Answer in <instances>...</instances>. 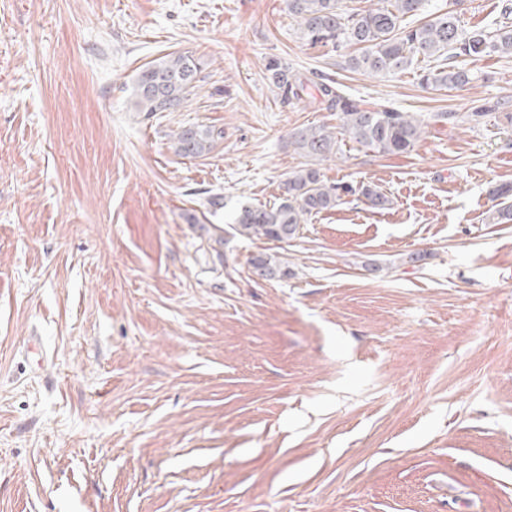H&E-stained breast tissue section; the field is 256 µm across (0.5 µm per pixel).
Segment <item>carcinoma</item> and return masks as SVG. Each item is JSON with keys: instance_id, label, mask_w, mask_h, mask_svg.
<instances>
[{"instance_id": "1", "label": "carcinoma", "mask_w": 512, "mask_h": 512, "mask_svg": "<svg viewBox=\"0 0 512 512\" xmlns=\"http://www.w3.org/2000/svg\"><path fill=\"white\" fill-rule=\"evenodd\" d=\"M285 4L310 45L338 54L347 47H357L358 53L347 57L349 68L387 75L417 65L420 84L434 90H454L474 80L469 70L452 64L458 57H512L509 5L502 10V20L465 30L452 10L424 16L425 0H385L374 8L357 11L341 8L340 0H285ZM266 70L282 101L303 99L311 79L301 78L288 64L276 59L267 63ZM200 74V64L186 53H170L150 61L138 73L128 110L177 112L199 88ZM317 78V82H311L318 92L316 100L323 109L336 113L339 129L311 124L294 133L292 144L312 163L291 173L279 203L242 207L232 224L236 234L273 242L290 241L298 237L308 219L335 208L341 193L348 188L327 184L315 162L340 152L341 138L347 137L357 146L382 156L408 154L421 140L426 126L422 117L349 95L329 75L321 73ZM222 138L221 129L202 124L184 126L174 134L173 148L183 158H200ZM361 195L372 209L390 206L389 198L371 186L363 187ZM495 196L501 202L489 219L494 224L512 221V185H501ZM250 264L266 279L291 274L288 263L273 254H259L250 259Z\"/></svg>"}]
</instances>
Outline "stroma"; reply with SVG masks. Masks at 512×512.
I'll use <instances>...</instances> for the list:
<instances>
[{"label": "stroma", "mask_w": 512, "mask_h": 512, "mask_svg": "<svg viewBox=\"0 0 512 512\" xmlns=\"http://www.w3.org/2000/svg\"><path fill=\"white\" fill-rule=\"evenodd\" d=\"M173 52L202 64L186 108L128 111ZM273 58L427 120L318 164L388 209L234 234L304 165L293 131L340 124L282 103ZM341 62L284 0H0V512H512V123L467 118L512 58H458L451 92ZM191 124L224 137L185 159ZM495 196L502 201L497 204V208L489 216L493 224H503L512 221V185L502 184L495 191ZM250 264L258 275L266 279L288 278L291 274L288 262L273 254H259L250 259Z\"/></svg>", "instance_id": "stroma-1"}]
</instances>
